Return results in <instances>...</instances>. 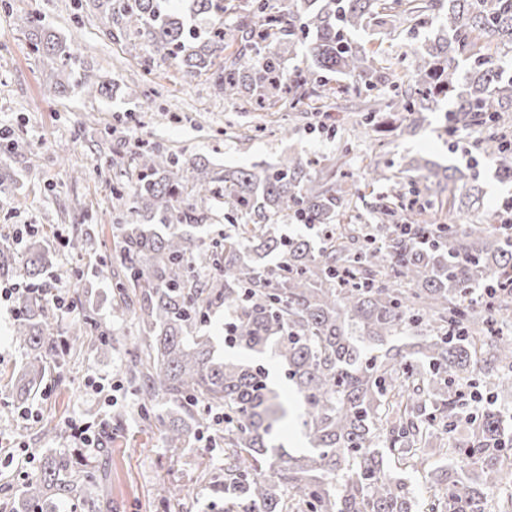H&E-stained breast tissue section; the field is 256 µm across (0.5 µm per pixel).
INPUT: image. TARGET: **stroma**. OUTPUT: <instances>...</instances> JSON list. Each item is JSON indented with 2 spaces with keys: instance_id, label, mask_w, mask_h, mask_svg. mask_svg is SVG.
Returning <instances> with one entry per match:
<instances>
[{
  "instance_id": "stroma-1",
  "label": "stroma",
  "mask_w": 512,
  "mask_h": 512,
  "mask_svg": "<svg viewBox=\"0 0 512 512\" xmlns=\"http://www.w3.org/2000/svg\"><path fill=\"white\" fill-rule=\"evenodd\" d=\"M27 14L61 38L78 42L85 66L111 82L112 96L90 98L75 91L63 97L48 90L42 77L48 62L31 50L21 21ZM150 91L156 94L158 109L145 112L141 105ZM254 100L245 91L231 98L218 95L204 77L184 82L174 59L153 52L142 37L111 38L95 11L77 0H9L8 6L0 5V130L10 134L0 142V163L10 168L17 188L15 198H0V236L12 238L16 227L33 224L54 252L44 282L63 287L74 301L69 311L57 312L58 327L67 326L87 307L115 335L135 332L130 322L113 318L112 283L94 274L96 264L112 254L114 211L112 173L97 166L101 156L128 153L132 136L235 168L275 161L291 148L326 166L342 146H349L358 159L352 185L361 195L341 216L344 224L377 225L371 204L383 190L368 188L362 180V160L368 156L398 161L420 154L452 163L476 176L488 211H498L512 198V183L500 182L493 162L468 139L449 150L447 102L428 111L415 130L403 132L385 122L367 136L359 124L367 106L362 96L339 100L346 119L334 132L322 129V114L289 120L275 107L253 110ZM285 121L292 126L287 140L278 131ZM107 128L113 131L108 144L101 140ZM74 167L86 170V178L72 181ZM66 237L86 240L88 250L77 255L62 248L60 241ZM14 322V300L0 298V450H24L39 459L51 448L63 452L78 447L68 427L72 418L104 420L108 427L102 440L109 451L89 455L87 469L94 474L109 471L112 512H223L199 479L206 467L223 472L222 453L202 441L191 452L167 448L157 430L140 426L132 414L136 390L121 353L104 355L85 344L53 362L40 392L27 405L14 403L10 379L25 361L24 349L12 337ZM271 376L290 412L276 431L277 439L288 451L305 450L299 400L279 368L272 367ZM49 424L55 426V435H44ZM161 481L178 491L167 505L154 495Z\"/></svg>"
}]
</instances>
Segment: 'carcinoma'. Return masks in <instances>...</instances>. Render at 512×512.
Wrapping results in <instances>:
<instances>
[{"instance_id":"cac0c4a2","label":"carcinoma","mask_w":512,"mask_h":512,"mask_svg":"<svg viewBox=\"0 0 512 512\" xmlns=\"http://www.w3.org/2000/svg\"><path fill=\"white\" fill-rule=\"evenodd\" d=\"M87 2L106 33L140 34L155 52L175 56L183 78L205 76L226 97L278 88L276 41L309 64L296 68L298 92L287 101L273 94L272 106L297 109L308 85L318 99L330 97L326 72L352 77L349 89L373 97L375 108L364 115L371 127L386 107L415 129L430 104L446 100L455 132L483 127L480 152L512 180V138L499 130L512 113V0H289L286 13L269 10L270 0ZM226 13L237 21L224 23ZM187 15L206 19L203 31L186 26ZM397 17L434 37L388 67L384 100L372 95L383 51L353 34ZM23 24L33 52L52 61L44 81L54 92L108 91L89 69L76 84L64 82L76 51L39 20L26 16ZM133 157L135 180L112 185L119 201L112 316L136 326L128 374L144 423L166 447H193L214 427V413H224V481L211 486L224 512H512V497L488 499L512 465V438L480 390L488 382L512 392V334L504 331L512 324V232L496 216L457 223L483 205L476 180L423 156L404 158L405 192L387 174L393 163L369 165L370 184L390 188L374 205L378 229L366 234L337 223L344 201L336 176L349 173L317 170L299 151L235 171L145 141ZM217 209L230 229L207 239L203 223ZM275 217L313 225L316 238L284 235ZM402 224L425 225L433 241L415 243L401 235ZM271 257L278 258L273 266ZM51 266L53 254L36 240L21 252L0 244V278L25 282L14 325L26 357L13 382L21 405L40 388L48 359L91 336L102 352L120 344L85 315L56 345L51 300L37 291ZM492 283L503 289L488 308L476 289ZM221 307L230 322L224 345L271 353L299 396L308 453L271 445L288 402L269 371L216 354L205 327ZM459 430L467 439L447 440ZM80 461L66 452L44 456L13 512L69 504L104 512L110 501L96 477L78 478ZM408 471L428 489L420 503L402 477Z\"/></svg>"}]
</instances>
